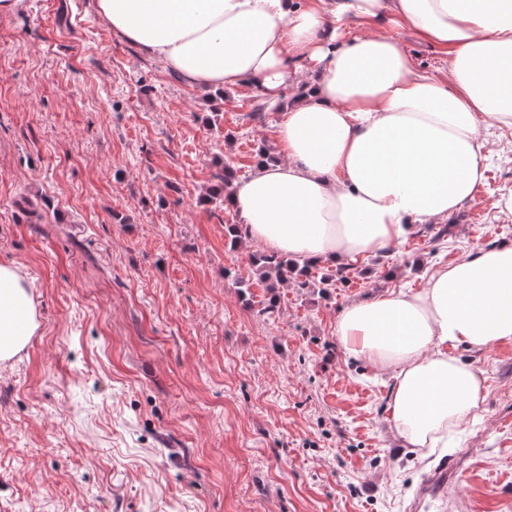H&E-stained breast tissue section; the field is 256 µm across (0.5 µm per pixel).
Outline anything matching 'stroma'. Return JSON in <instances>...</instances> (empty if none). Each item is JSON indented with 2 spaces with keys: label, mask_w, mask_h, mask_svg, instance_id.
I'll return each mask as SVG.
<instances>
[{
  "label": "stroma",
  "mask_w": 512,
  "mask_h": 512,
  "mask_svg": "<svg viewBox=\"0 0 512 512\" xmlns=\"http://www.w3.org/2000/svg\"><path fill=\"white\" fill-rule=\"evenodd\" d=\"M247 84H186L114 34L90 0L0 9V265L39 328L0 363V512H409L461 454L470 512H512V344L458 348L480 416L428 454L397 437L391 373L348 356L351 302L422 288L470 250L512 244V129L486 121V179L433 238L414 225L322 293L269 294L206 201L273 148Z\"/></svg>",
  "instance_id": "35a3bbf8"
}]
</instances>
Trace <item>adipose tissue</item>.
Masks as SVG:
<instances>
[{"label":"adipose tissue","instance_id":"obj_1","mask_svg":"<svg viewBox=\"0 0 512 512\" xmlns=\"http://www.w3.org/2000/svg\"><path fill=\"white\" fill-rule=\"evenodd\" d=\"M125 41L193 85L242 82L271 102L279 162L234 183L248 239L316 264L381 253L412 225L443 222L486 172L484 120L512 127V0H94ZM446 56L419 71L388 29ZM37 328L28 286L0 265V361ZM345 353L393 371L388 408L411 447L476 418L484 381L450 354L512 344V245L439 267L424 286L346 306Z\"/></svg>","mask_w":512,"mask_h":512}]
</instances>
